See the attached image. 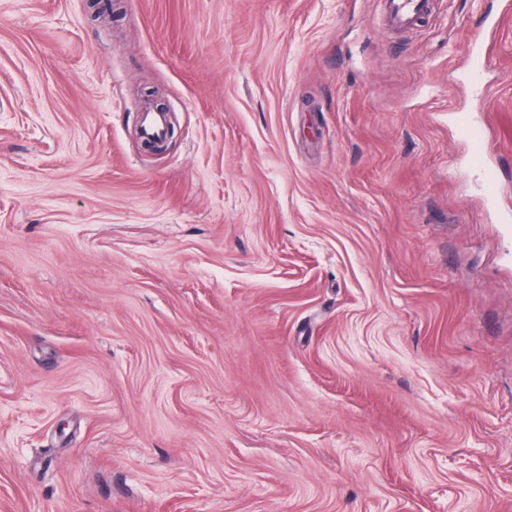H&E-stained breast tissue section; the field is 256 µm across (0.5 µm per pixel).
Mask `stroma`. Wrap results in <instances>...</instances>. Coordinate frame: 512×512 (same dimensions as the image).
Returning <instances> with one entry per match:
<instances>
[{
	"instance_id": "35a3bbf8",
	"label": "stroma",
	"mask_w": 512,
	"mask_h": 512,
	"mask_svg": "<svg viewBox=\"0 0 512 512\" xmlns=\"http://www.w3.org/2000/svg\"><path fill=\"white\" fill-rule=\"evenodd\" d=\"M0 512H512V0H0ZM427 0H390L389 8L394 23L411 24L427 7ZM457 128L469 144L471 166L479 169L485 168L488 142L482 127L477 125L470 116L463 114L458 118Z\"/></svg>"
}]
</instances>
